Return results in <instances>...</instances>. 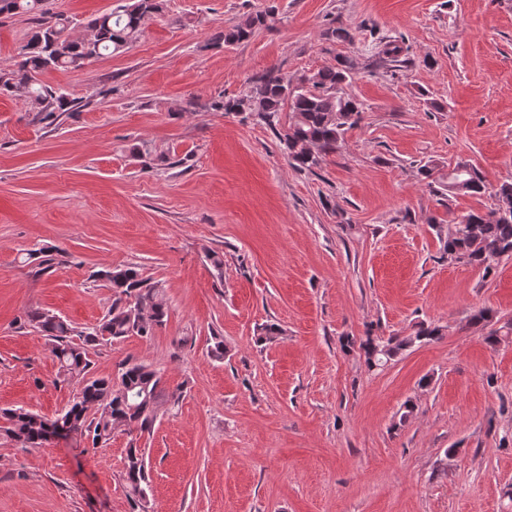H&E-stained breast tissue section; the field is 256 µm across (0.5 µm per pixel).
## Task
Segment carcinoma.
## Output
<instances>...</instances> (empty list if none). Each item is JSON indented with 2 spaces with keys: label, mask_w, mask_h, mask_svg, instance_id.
<instances>
[{
  "label": "carcinoma",
  "mask_w": 512,
  "mask_h": 512,
  "mask_svg": "<svg viewBox=\"0 0 512 512\" xmlns=\"http://www.w3.org/2000/svg\"><path fill=\"white\" fill-rule=\"evenodd\" d=\"M46 0H0V16L25 14L33 25L21 45V62L16 69H0V95L18 98L36 112L39 121L54 124L65 112L81 108L80 101L61 89L38 80L48 70L79 69L85 62L105 54L128 50L139 39L146 18L159 13L160 0H128L108 13L86 23L87 38L71 36V21L45 7ZM271 12L246 15L228 30L218 34L213 44H236L270 27ZM322 36L334 44L351 43L354 34L346 27L332 24ZM401 42H384L379 54L392 64L401 63ZM355 64L340 56L336 65L325 66L298 78L276 68L255 76L247 90L233 98H219L215 110L248 113L277 135L291 165L311 170L323 158L337 153L345 135L364 119L362 103L343 92L352 80ZM289 110V121L280 128V112ZM440 165L429 161L420 166L423 179L444 186L450 194L481 195L487 186L478 168L458 161L448 169L447 177H435ZM494 207L485 213L469 212L446 228L435 225L442 244L441 259L458 257L463 263L480 268L489 275L503 256H512V182L495 190ZM112 288V306L95 326L77 329L61 316L35 310L26 323L48 340L51 353L60 364L63 381H76L79 392L71 406L55 419H48L23 408L0 411V433L23 448L40 447L62 432L77 442L95 449L123 428L130 432H149L157 409L166 400L174 405L183 392H166L161 377L149 365L128 360L118 380L90 375L89 350L129 336L149 337L165 324L168 309L158 284L143 277L139 268L126 266L100 274ZM442 337V327L417 323L408 336L366 334L360 340L368 369H382L408 348L430 343ZM124 481L127 495L137 512H148L149 484L144 449L133 445L126 449Z\"/></svg>",
  "instance_id": "1"
}]
</instances>
